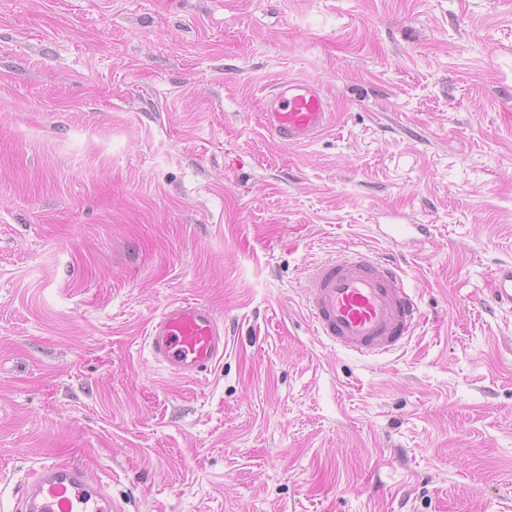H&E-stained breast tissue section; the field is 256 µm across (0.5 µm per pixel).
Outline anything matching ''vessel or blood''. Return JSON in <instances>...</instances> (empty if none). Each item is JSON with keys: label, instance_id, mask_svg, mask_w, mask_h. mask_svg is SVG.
<instances>
[{"label": "vessel or blood", "instance_id": "vessel-or-blood-1", "mask_svg": "<svg viewBox=\"0 0 512 512\" xmlns=\"http://www.w3.org/2000/svg\"><path fill=\"white\" fill-rule=\"evenodd\" d=\"M266 129L282 144L314 141L330 126V103L312 82L279 83L267 99ZM306 307L318 335L364 356L394 352L413 336L422 313L400 266L358 250L315 262ZM490 303L512 311V264L498 265L487 290ZM155 363L192 379L211 371L224 355V326L207 305L176 301L152 323L147 336ZM13 512H112L107 484L94 470L44 461L25 482Z\"/></svg>", "mask_w": 512, "mask_h": 512}]
</instances>
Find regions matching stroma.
<instances>
[{
    "mask_svg": "<svg viewBox=\"0 0 512 512\" xmlns=\"http://www.w3.org/2000/svg\"><path fill=\"white\" fill-rule=\"evenodd\" d=\"M290 78L333 124L287 148ZM347 247L427 318L395 353L308 321ZM504 262L512 0H0V512L49 458L114 512H512ZM181 300L226 332L193 380L146 343ZM264 126L282 144L314 141L331 124L330 103L312 82L288 80L279 83L267 99ZM487 294L495 308L512 311V264H500L493 270Z\"/></svg>",
    "mask_w": 512,
    "mask_h": 512,
    "instance_id": "35a3bbf8",
    "label": "stroma"
}]
</instances>
